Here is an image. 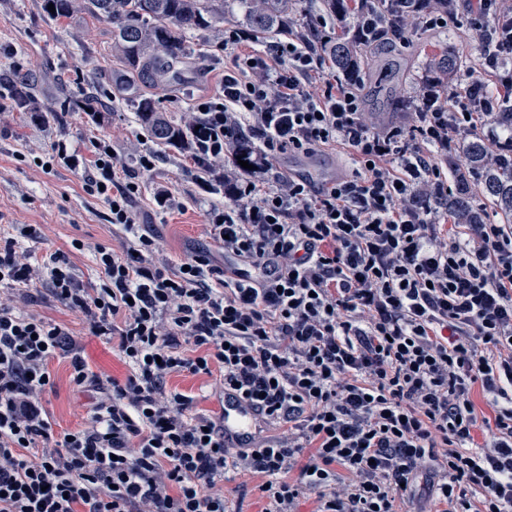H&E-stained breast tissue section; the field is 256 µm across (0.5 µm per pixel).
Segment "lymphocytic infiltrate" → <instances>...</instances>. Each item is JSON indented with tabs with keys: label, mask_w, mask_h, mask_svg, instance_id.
<instances>
[{
	"label": "lymphocytic infiltrate",
	"mask_w": 512,
	"mask_h": 512,
	"mask_svg": "<svg viewBox=\"0 0 512 512\" xmlns=\"http://www.w3.org/2000/svg\"><path fill=\"white\" fill-rule=\"evenodd\" d=\"M475 41L512 36L505 0H469ZM197 106L188 152L212 165L224 207L209 234L223 265L196 252L171 270L133 211L140 185L111 148L84 185L112 206L120 248L98 246L102 279L83 288L64 253L34 259L31 225L0 236V512H231L228 474H261L263 512H399L418 479L438 512H512V225L464 224L448 209V154L486 136L488 163L512 140L496 100L472 107L425 71L416 120L372 130L353 80L307 88L322 49L299 31L237 57ZM260 142L252 168L228 164L239 129ZM351 150L354 175L315 185L271 161L321 146ZM117 341L125 380L92 369L72 333L28 311L31 285ZM96 392L84 428L54 434L42 400L48 362ZM213 377L249 400L248 447L224 420L169 390L175 373ZM481 386L493 409L478 417ZM493 430L477 443L478 427Z\"/></svg>",
	"instance_id": "1"
}]
</instances>
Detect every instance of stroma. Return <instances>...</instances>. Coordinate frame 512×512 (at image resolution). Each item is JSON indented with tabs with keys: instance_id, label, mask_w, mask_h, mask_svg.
I'll return each mask as SVG.
<instances>
[{
	"instance_id": "1",
	"label": "stroma",
	"mask_w": 512,
	"mask_h": 512,
	"mask_svg": "<svg viewBox=\"0 0 512 512\" xmlns=\"http://www.w3.org/2000/svg\"><path fill=\"white\" fill-rule=\"evenodd\" d=\"M43 0H0V74L19 71L36 77L38 105L54 106L62 89L73 91L97 82L106 106L98 117L84 112H62L57 119L44 120L31 112L13 108L9 94L0 89V231L12 224H29L35 229L29 246L37 256L68 253L82 287L98 284L100 271L92 258V249L102 244L119 247L112 233L110 209L106 202L87 194L81 171L59 163L43 169L55 142H66L72 152L90 157L96 141L110 145L123 165L138 174L141 193L135 202L139 223L145 224L172 264H179L196 250L208 249L216 264H223L224 253L208 233L207 213L224 204L222 191L203 188L204 173L188 154L145 138L134 118L135 101L152 98L159 111L178 125H185L187 114L196 104L220 91L224 72L232 68L234 51L225 49L224 28L243 25L247 7L243 0H224V19L206 32L187 35L191 47L188 59L177 64L163 78L150 82L131 75L127 88L111 82L121 70L112 50V25L108 21L81 12L66 18L49 17ZM342 20L325 19L322 0H295L291 18L305 24L324 25L328 34L351 30L356 21V0H343ZM469 13L465 4L457 6V22L445 29L413 35L395 53L402 70L399 81L404 95H411L426 62L440 54H466L478 61L480 52L466 40L465 24ZM363 110L375 128L400 124L405 116L382 97L371 74H363L358 86ZM155 156L151 170H139V155ZM275 171L313 178L323 182L351 174L346 148L328 146L311 154L290 153L274 160ZM172 192L180 205L162 210L153 203L157 190ZM81 240L84 251L72 249V240ZM30 307L34 314L67 326L79 341L82 354L97 372L124 379L128 369L115 342L92 335L82 316L71 312L52 296L47 284L34 286ZM48 370L54 385L46 392L43 405L54 434L81 428L88 420L92 395L71 381L69 361L58 356ZM208 376L172 374L169 389L192 396L194 407L206 414L219 413L221 402L212 392Z\"/></svg>"
}]
</instances>
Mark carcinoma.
<instances>
[{
  "instance_id": "1",
  "label": "carcinoma",
  "mask_w": 512,
  "mask_h": 512,
  "mask_svg": "<svg viewBox=\"0 0 512 512\" xmlns=\"http://www.w3.org/2000/svg\"><path fill=\"white\" fill-rule=\"evenodd\" d=\"M248 23L255 32L279 30L288 21V0H248ZM54 5L49 13L53 18L68 17L76 12H89L112 22V49L123 60L126 68L134 72L152 71L162 76L177 62L186 59L190 48L183 34L213 26L224 14V0H44V6ZM381 11L391 29H404L411 35L415 29V17L399 14L394 4L378 0ZM400 46L395 36L378 40L363 48L342 39H331L325 50L343 74L360 78V69L367 61H385L386 51ZM439 72L456 74L464 67L463 60L455 54H447L431 61ZM36 77L32 74L16 75L4 80L13 103L21 112H36L33 100ZM68 108L79 112L97 113L104 105L94 88L88 87L72 94L62 89ZM136 115L150 137L161 144L179 145L185 135L183 127L174 124L156 111L147 97L137 101ZM473 169L481 173L482 193L492 198L494 205L505 216H512V148L501 151L496 164L484 162L482 142L473 139L467 144ZM448 208L463 218L465 224H481L483 218L473 205L471 197L448 198Z\"/></svg>"
}]
</instances>
